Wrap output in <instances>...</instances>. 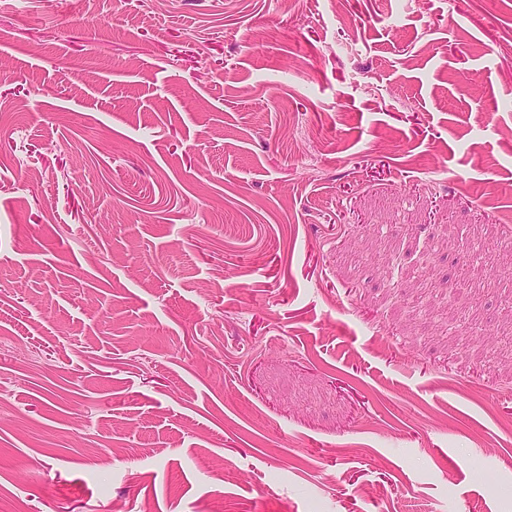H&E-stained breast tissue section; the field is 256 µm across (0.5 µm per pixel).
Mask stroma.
<instances>
[{
    "mask_svg": "<svg viewBox=\"0 0 512 512\" xmlns=\"http://www.w3.org/2000/svg\"><path fill=\"white\" fill-rule=\"evenodd\" d=\"M500 235L512 0H0V512H512Z\"/></svg>",
    "mask_w": 512,
    "mask_h": 512,
    "instance_id": "1",
    "label": "stroma"
}]
</instances>
